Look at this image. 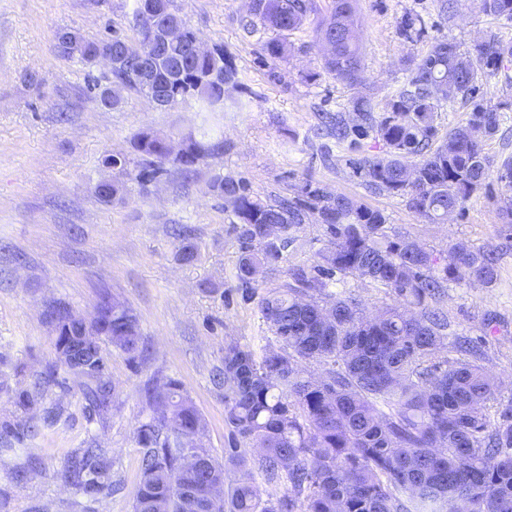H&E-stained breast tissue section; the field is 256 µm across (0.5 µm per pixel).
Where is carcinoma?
<instances>
[{
	"instance_id": "cac0c4a2",
	"label": "carcinoma",
	"mask_w": 512,
	"mask_h": 512,
	"mask_svg": "<svg viewBox=\"0 0 512 512\" xmlns=\"http://www.w3.org/2000/svg\"><path fill=\"white\" fill-rule=\"evenodd\" d=\"M314 0H251V15L280 38L265 50L279 58L288 35L299 30ZM483 13L512 21V0H480ZM157 14L162 26L183 30V40L157 45L136 28L164 64L149 82L132 60L113 70L106 84L90 86V100L117 108L121 91L146 96L163 108L189 100L212 106L224 101L209 79L224 70V83L238 84L237 71L218 48L196 51L198 37L171 7V0H132V16ZM316 33L328 46L325 70L349 83L363 80L355 0H331ZM107 39L78 32L57 36V51L94 64ZM512 60V43L496 36L476 46L471 57L449 41L436 42L410 70L407 83L379 117L368 101L354 103L356 121L338 120L331 132L339 141L375 135L384 156L359 162L364 182L375 193L407 198L408 206L431 222H444L479 191L489 177L484 139L499 128V109L474 100L476 82L497 75ZM472 101L465 123L438 139L436 104ZM131 147L139 158L108 153L102 164L118 166L143 183L173 163L189 177L219 147L210 140L183 138L177 152L169 137L141 128ZM502 211L512 217V159L502 160ZM212 190L232 204L240 255L236 277L247 289L260 286L278 270L289 250L301 246L307 221L323 227L326 241L316 264L290 271L291 281L260 300V312L280 347L258 356L235 341L224 344V420L232 448L219 463L184 439L204 428L192 400L171 380L146 391L152 415L135 432L142 448L134 512H512V404L500 408L499 384L481 364L478 347L459 344L463 358L440 356L448 317L435 306L449 285L488 288L498 279L494 254L457 239L441 256L416 240L389 233L384 214L343 194L307 184L302 195L274 202L251 195L241 180L214 178ZM355 276L388 289L395 305L371 313L352 295L328 291L336 278ZM94 347L83 346L85 324L57 304L47 315L59 321L55 345L65 371L81 380L89 408L101 413L113 392L102 342L134 364L143 352L139 321L127 304L105 297L97 305ZM323 360L325 375L306 372L303 363ZM50 366L26 386L12 390L18 414L0 423V433L22 441L54 424L61 409L44 406V393L56 381ZM112 464L103 448L90 445L69 455L66 482L90 496L112 494ZM278 487L271 493L255 474Z\"/></svg>"
}]
</instances>
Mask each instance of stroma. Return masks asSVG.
Listing matches in <instances>:
<instances>
[{"mask_svg":"<svg viewBox=\"0 0 512 512\" xmlns=\"http://www.w3.org/2000/svg\"><path fill=\"white\" fill-rule=\"evenodd\" d=\"M174 9L207 46L223 47L238 70V87L206 111L191 100L157 109L128 92L116 109L94 105L89 79H104L101 64L61 57L58 31L98 39L118 29L135 38L131 0H0V370L25 375L56 361L50 304L91 315L103 294L125 301L137 316L146 351L137 363L112 346L104 351L115 386L106 413H91L77 380L59 374L45 402L64 410L62 420L0 455V512H132L140 450L134 433L149 414L147 385L178 381L206 428L202 448L223 459L230 445L224 423V388L214 374L224 367V344L262 351L278 344L260 312V300L288 279L289 269L315 265L325 242L317 224L304 225L303 245L281 269L248 290L236 277L239 240L234 217L211 190L216 176L245 178L262 200L296 197L308 183L344 194L383 212L389 227L427 248L447 253L468 240L496 252L499 277L489 288H450L438 306L448 316L449 338L480 346L483 363L512 401V224L500 215L502 185L489 177L463 210L432 223L405 198L366 188L353 160L383 155L375 138L336 143L320 133L323 116L353 118L357 99L381 115L405 84L408 60L447 40L474 51L490 35L512 42V21L483 14L477 0H457L453 12L439 0H357L364 80L352 85L326 73L316 38L317 16L289 36L285 56L263 50L271 31L250 26L249 0H172ZM414 19L411 35L405 20ZM484 104L502 121L485 152L500 163L512 157V61L483 79ZM150 127L173 137L209 132L223 146L200 163L191 180L167 165L164 175L128 182L123 198L103 202L95 186L121 179L104 168V154H131V139ZM196 247L183 261L176 230ZM97 444L112 458V495L92 497L61 478L65 456ZM37 457L35 473L16 471Z\"/></svg>","mask_w":512,"mask_h":512,"instance_id":"1","label":"stroma"}]
</instances>
